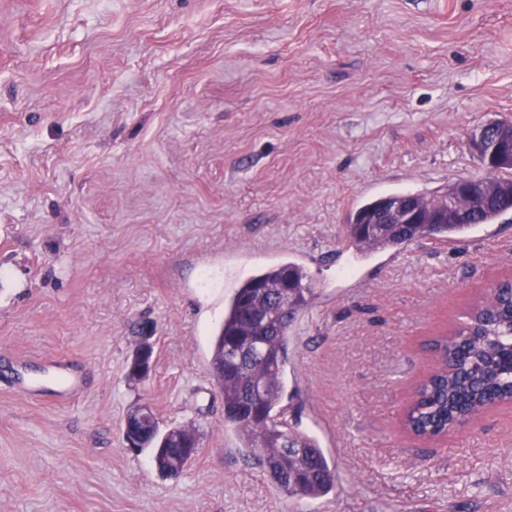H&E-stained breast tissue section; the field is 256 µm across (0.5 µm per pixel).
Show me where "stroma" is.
<instances>
[{
    "instance_id": "35a3bbf8",
    "label": "stroma",
    "mask_w": 512,
    "mask_h": 512,
    "mask_svg": "<svg viewBox=\"0 0 512 512\" xmlns=\"http://www.w3.org/2000/svg\"><path fill=\"white\" fill-rule=\"evenodd\" d=\"M495 120L512 0H0V512H512L511 405L401 427L424 341L512 276V212L391 265L345 235L371 200L482 175ZM283 260L313 297L281 406L338 475L315 500L238 450L210 365L225 303ZM141 403L197 431L178 476L127 448ZM471 147L487 170L491 169L503 154L499 138L494 135V127L489 123L474 132L471 138Z\"/></svg>"
}]
</instances>
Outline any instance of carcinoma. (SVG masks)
Instances as JSON below:
<instances>
[{"label":"carcinoma","instance_id":"cac0c4a2","mask_svg":"<svg viewBox=\"0 0 512 512\" xmlns=\"http://www.w3.org/2000/svg\"><path fill=\"white\" fill-rule=\"evenodd\" d=\"M469 220L455 219L442 224H410L403 228L382 224L364 233L353 224L346 226L349 241L359 252L371 254L397 249L420 237L452 240L482 224L495 223L507 206L502 203L478 205L462 200ZM299 287L295 303L280 314L271 315L260 343L248 347L246 361L237 367L223 366L230 358L229 346L240 342L253 328V318L268 311V301L256 293L263 285L274 293L286 279ZM305 268L284 261L264 267L244 279L224 305V321L211 337L210 355L217 386L224 398V425L238 441V447L263 465L275 488L284 496L321 498L336 489V468L330 464L318 440L293 429L281 418L284 365L288 328L311 301V288L304 284ZM437 354L436 371L419 387L406 412L405 428L419 437H433L449 430L465 413L475 417L495 403L512 397V374L504 368L512 359V279L492 285L489 298L477 306L451 335L430 344ZM257 400L259 416L244 414L249 400ZM197 433L188 427L160 429L158 420L147 433L144 445L161 475L172 473L169 460L180 449L191 459L197 449L190 443ZM294 449L288 459L284 444Z\"/></svg>","mask_w":512,"mask_h":512}]
</instances>
